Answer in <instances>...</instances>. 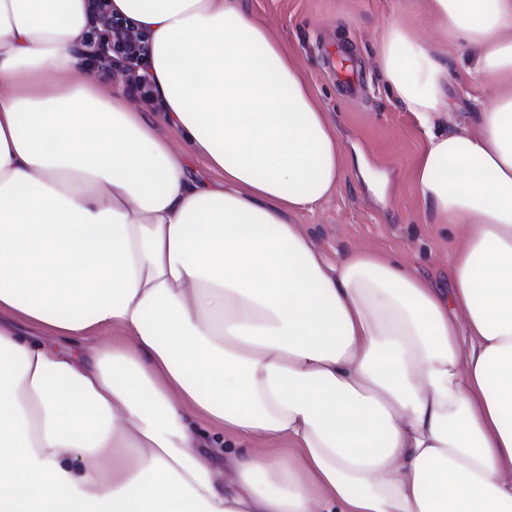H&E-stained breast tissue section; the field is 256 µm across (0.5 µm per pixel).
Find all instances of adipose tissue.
Segmentation results:
<instances>
[{
  "mask_svg": "<svg viewBox=\"0 0 512 512\" xmlns=\"http://www.w3.org/2000/svg\"><path fill=\"white\" fill-rule=\"evenodd\" d=\"M112 9L158 117L82 67L86 0H0V512H512V0H429L494 96L467 128L413 29L377 50L444 285L301 229L369 167L241 0Z\"/></svg>",
  "mask_w": 512,
  "mask_h": 512,
  "instance_id": "obj_1",
  "label": "adipose tissue"
}]
</instances>
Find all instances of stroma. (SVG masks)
Instances as JSON below:
<instances>
[{"label": "stroma", "instance_id": "obj_1", "mask_svg": "<svg viewBox=\"0 0 512 512\" xmlns=\"http://www.w3.org/2000/svg\"><path fill=\"white\" fill-rule=\"evenodd\" d=\"M250 12L287 47L329 112L347 152L362 151L383 184L374 192L350 170L336 194L299 222L328 256L353 248L399 254L433 277H443L458 238L455 228L433 223L416 195L411 171L423 138L413 113L396 101L379 72L377 48L396 18L447 59L454 74L448 97L460 122L470 120L476 80L468 52L456 49L434 24L428 0H246ZM351 53L359 75L345 95L336 59Z\"/></svg>", "mask_w": 512, "mask_h": 512}]
</instances>
